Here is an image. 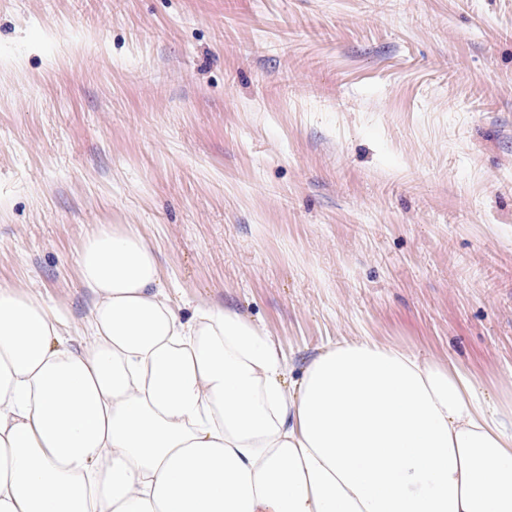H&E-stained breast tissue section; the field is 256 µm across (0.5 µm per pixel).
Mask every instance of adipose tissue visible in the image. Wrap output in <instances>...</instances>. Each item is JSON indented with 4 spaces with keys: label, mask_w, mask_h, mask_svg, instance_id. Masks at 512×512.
Instances as JSON below:
<instances>
[{
    "label": "adipose tissue",
    "mask_w": 512,
    "mask_h": 512,
    "mask_svg": "<svg viewBox=\"0 0 512 512\" xmlns=\"http://www.w3.org/2000/svg\"><path fill=\"white\" fill-rule=\"evenodd\" d=\"M90 336L0 284V512H512V400L405 348H320L181 315L153 247L109 224L77 252Z\"/></svg>",
    "instance_id": "1"
}]
</instances>
